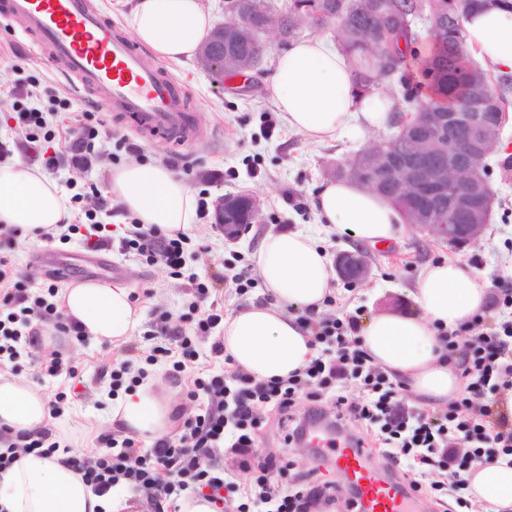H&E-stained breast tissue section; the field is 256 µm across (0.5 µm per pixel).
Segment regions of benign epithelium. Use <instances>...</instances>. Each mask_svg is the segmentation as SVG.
Returning a JSON list of instances; mask_svg holds the SVG:
<instances>
[{
  "label": "benign epithelium",
  "mask_w": 512,
  "mask_h": 512,
  "mask_svg": "<svg viewBox=\"0 0 512 512\" xmlns=\"http://www.w3.org/2000/svg\"><path fill=\"white\" fill-rule=\"evenodd\" d=\"M275 32L288 38V13L272 0H249V7L224 8V21L216 24L197 51L201 67L224 77L244 75L260 63L265 44L262 35ZM227 43L245 46L235 53L224 51ZM484 97L472 88L462 110L412 112L395 140L374 144L367 152L381 157L384 197L403 213L407 223L427 232L452 249L472 246L489 225L494 193L480 175L478 159L485 145L499 135L508 113L489 122L482 107ZM258 200L248 194L221 197L215 208L216 223L224 237L239 239L258 219ZM337 276L350 284L364 281L371 267L367 253L356 248L336 256Z\"/></svg>",
  "instance_id": "benign-epithelium-1"
}]
</instances>
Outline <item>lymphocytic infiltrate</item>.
<instances>
[{
    "mask_svg": "<svg viewBox=\"0 0 512 512\" xmlns=\"http://www.w3.org/2000/svg\"><path fill=\"white\" fill-rule=\"evenodd\" d=\"M188 240L184 232L167 235L136 223L119 245L178 276L183 274ZM186 277L194 298L189 307L194 334L189 337L174 330L179 359H172L170 349L158 347L147 357L151 363L171 358L178 374L196 356L193 337H212V354L224 353L223 340L213 336L224 312L211 301L207 282L193 274ZM493 305L502 312L498 321L490 323L477 315L458 329L439 334L448 353L465 354L464 393L446 410L429 414L405 406L401 384L370 364L360 348L357 316L319 317L308 312L300 321L319 354L288 379L259 381L238 369L194 378L190 397L202 394L207 402L185 421L178 437L146 448L131 436L102 435L93 456H70V466L94 494L122 485L144 496L152 512H168L183 496L202 494L214 504L235 507L236 512H314L334 503V486L307 476L289 477L279 458L258 452L256 433L264 408L277 415L285 444L303 441L308 419L323 416V405L329 401L336 408V421L352 420L365 427L378 451L402 470L413 491L427 492L438 502L448 493L459 495L466 487L463 474L473 463L485 456L512 455V418L486 399L487 394L512 388V282L499 284ZM20 310L55 329H67L75 338L83 336L76 324L60 321L54 303L16 281L10 257L0 255V365L16 361L27 347L41 341L37 330L17 322ZM352 386L359 397L350 396ZM301 397L310 404L304 420L294 412ZM221 446L234 450L238 468L251 476L248 484L230 481L211 465L213 449ZM457 503L471 512L473 504L466 498L459 495Z\"/></svg>",
    "mask_w": 512,
    "mask_h": 512,
    "instance_id": "obj_1",
    "label": "lymphocytic infiltrate"
}]
</instances>
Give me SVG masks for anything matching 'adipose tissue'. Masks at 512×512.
<instances>
[{
  "mask_svg": "<svg viewBox=\"0 0 512 512\" xmlns=\"http://www.w3.org/2000/svg\"><path fill=\"white\" fill-rule=\"evenodd\" d=\"M135 39L157 58L191 60L214 26L200 0H116ZM465 47L480 63L512 73V10L479 8L464 22ZM276 108L289 130L320 144L352 129L396 133L392 99L360 97L348 56L319 36L293 42L275 55L269 76ZM103 195L140 224L166 233L189 230L197 202L187 183L160 163H129L112 170ZM313 207L322 223L348 233L356 242L385 245L402 232L404 219L379 194L346 181H329ZM71 221V206L56 183L38 167L0 164V223L36 236ZM270 295L224 319V353L233 367L259 380L285 379L315 356L311 335L297 314L322 311L334 294L335 273L322 244L301 231L271 233L254 254ZM125 284L72 282L57 294L66 322L87 337L125 344L139 330L140 308ZM414 313L381 311L358 332L371 364L387 371L411 392L416 404L443 408L457 399L463 382L462 355L445 357L438 338L485 313L489 305L483 278L466 263L443 258L426 263L410 293ZM173 401L144 383L117 398L110 424L123 433L167 437L173 427ZM43 393L25 378L0 373V426L12 435H35L48 426ZM56 452L20 455L0 473V506L7 512H127L129 494L119 486L95 495L81 475ZM467 488L483 512H512V460L499 456L474 466Z\"/></svg>",
  "mask_w": 512,
  "mask_h": 512,
  "instance_id": "1",
  "label": "adipose tissue"
}]
</instances>
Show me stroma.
<instances>
[{
  "label": "stroma",
  "mask_w": 512,
  "mask_h": 512,
  "mask_svg": "<svg viewBox=\"0 0 512 512\" xmlns=\"http://www.w3.org/2000/svg\"><path fill=\"white\" fill-rule=\"evenodd\" d=\"M263 40L265 58L246 81L217 83L194 60L171 64L173 74L192 93L196 120L206 130V138L184 146L162 139H146L108 113L87 170L73 167L76 137L54 138L49 149L58 165L52 179L60 190L73 197V213L95 215L99 223L111 230L113 240L124 236L132 218L118 205L105 204L102 189L113 168L138 160L176 162L177 174L188 183L195 197L211 205L224 194L248 192L256 196L261 204L260 218L237 243L225 242L223 235L213 230V215L197 220L189 231L192 245L185 253V275L179 278L169 275L162 265H147L115 249L104 253L107 268L88 270L81 260L83 247L79 239L38 243L24 233L11 235L0 230V250L11 256L18 280L32 290L63 286L62 281L49 277L43 262L48 256L70 264V280L112 278L131 285L143 309L142 325L131 338L132 348L128 351L105 342H80L59 336L56 348L64 363L76 370V380L48 376L45 365L50 356L39 346L32 347L30 355L18 362L17 375L39 388L46 398L65 392L64 415L53 420L52 429L69 438L73 454L80 456L95 450L98 436L107 431L112 408L108 370L113 365L129 360L135 368H146L156 389L177 400L182 410L181 417L174 420L178 431L182 430L185 417L198 408L197 401L188 396L194 374L224 372V360L212 356L211 341L207 338L197 340L195 361L180 379L171 378L168 362L150 365L145 362L151 347L171 345L172 326L185 324L184 315L191 300L185 288L186 275L193 273L207 280L213 298L223 305L225 312L231 313L268 298L260 283L243 296L229 292L224 284L225 277L252 263L266 234L306 231L320 239L332 258L354 247L349 234L328 230L326 225L318 223L312 199L322 182L335 179L337 165L350 161L360 150L377 142L378 137L353 133L335 142L314 144L281 123L275 129H268V119L279 116L269 87L271 60L285 45L272 32L265 34ZM35 86L42 91L41 109L58 107L60 99H68L69 123H76L81 113L98 109L90 96L74 97L65 78L39 59L30 40L14 33L7 21L0 19L1 164L21 162L36 167L43 164L41 152L27 142L21 120L29 103L28 94ZM486 163L495 203L490 224L477 245L456 251L415 226L405 225L398 242L385 248H370L368 281L356 286L335 281L333 313L356 312L365 318L387 309L412 310L408 292L422 265L444 257L475 268L485 279L489 293H496L505 259L512 255V170L505 168L504 157L495 152L487 157ZM258 446L263 452L284 455L291 473L304 474L321 468L311 448L301 443L284 445L283 434L273 418H266Z\"/></svg>",
  "instance_id": "stroma-1"
}]
</instances>
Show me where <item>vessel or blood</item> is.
I'll return each instance as SVG.
<instances>
[{
    "label": "vessel or blood",
    "instance_id": "obj_1",
    "mask_svg": "<svg viewBox=\"0 0 512 512\" xmlns=\"http://www.w3.org/2000/svg\"><path fill=\"white\" fill-rule=\"evenodd\" d=\"M0 15L18 22L25 36L56 64L70 88L88 93L143 134L177 144L198 134L190 95L160 63L149 64L132 39L89 0H0ZM317 447L331 448L337 469L353 489L354 512H419L399 477L368 465L366 448L315 430Z\"/></svg>",
    "mask_w": 512,
    "mask_h": 512
}]
</instances>
